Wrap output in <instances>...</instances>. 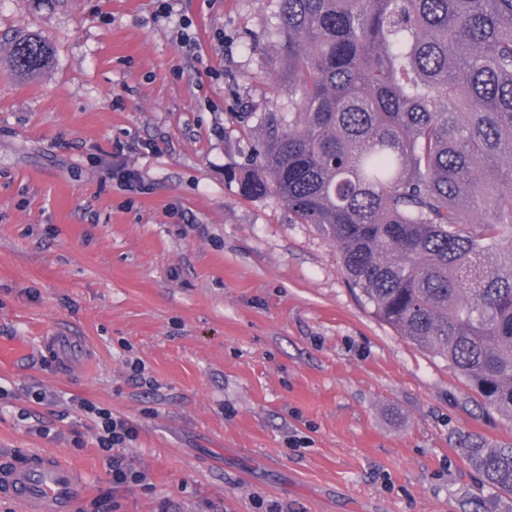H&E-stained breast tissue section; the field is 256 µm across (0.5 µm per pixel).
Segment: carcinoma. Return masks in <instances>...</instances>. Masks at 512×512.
Listing matches in <instances>:
<instances>
[{"mask_svg":"<svg viewBox=\"0 0 512 512\" xmlns=\"http://www.w3.org/2000/svg\"><path fill=\"white\" fill-rule=\"evenodd\" d=\"M296 111L267 112L246 198L336 244L380 321L512 420V0H277ZM13 68L49 62L35 34ZM464 457L512 494V447Z\"/></svg>","mask_w":512,"mask_h":512,"instance_id":"obj_1","label":"carcinoma"}]
</instances>
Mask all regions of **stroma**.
I'll list each match as a JSON object with an SVG mask.
<instances>
[{"label":"stroma","mask_w":512,"mask_h":512,"mask_svg":"<svg viewBox=\"0 0 512 512\" xmlns=\"http://www.w3.org/2000/svg\"><path fill=\"white\" fill-rule=\"evenodd\" d=\"M170 2L0 0V334L90 350L0 368V449L84 471L73 512H512L461 455L512 446V421L374 317L313 225L240 193L264 113L290 109L261 54L276 0ZM31 32L52 56L20 75L3 47ZM74 397L134 423L147 486L113 487Z\"/></svg>","instance_id":"1"}]
</instances>
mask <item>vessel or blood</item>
<instances>
[{"label": "vessel or blood", "instance_id": "b4317fda", "mask_svg": "<svg viewBox=\"0 0 512 512\" xmlns=\"http://www.w3.org/2000/svg\"><path fill=\"white\" fill-rule=\"evenodd\" d=\"M43 353L77 369L87 361V346L77 336H0V366ZM82 486L78 471L57 455L0 453V498L17 504L19 512H72Z\"/></svg>", "mask_w": 512, "mask_h": 512}]
</instances>
